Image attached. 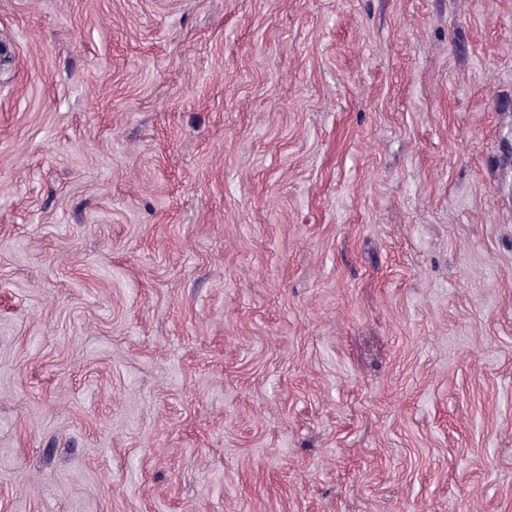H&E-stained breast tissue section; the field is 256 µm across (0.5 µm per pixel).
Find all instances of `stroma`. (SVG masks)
I'll return each mask as SVG.
<instances>
[{
    "label": "stroma",
    "instance_id": "35a3bbf8",
    "mask_svg": "<svg viewBox=\"0 0 512 512\" xmlns=\"http://www.w3.org/2000/svg\"><path fill=\"white\" fill-rule=\"evenodd\" d=\"M0 512H512V0H0Z\"/></svg>",
    "mask_w": 512,
    "mask_h": 512
}]
</instances>
